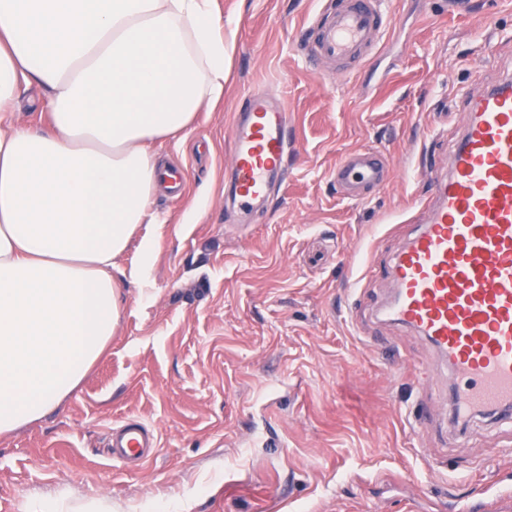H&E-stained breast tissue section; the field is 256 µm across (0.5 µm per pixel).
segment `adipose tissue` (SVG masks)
Listing matches in <instances>:
<instances>
[{
  "instance_id": "ef3b65f1",
  "label": "adipose tissue",
  "mask_w": 512,
  "mask_h": 512,
  "mask_svg": "<svg viewBox=\"0 0 512 512\" xmlns=\"http://www.w3.org/2000/svg\"><path fill=\"white\" fill-rule=\"evenodd\" d=\"M215 0H0V436L80 384L119 323L114 260L151 257L164 170L224 95ZM34 104L47 130L23 117Z\"/></svg>"
}]
</instances>
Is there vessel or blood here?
<instances>
[{
    "mask_svg": "<svg viewBox=\"0 0 512 512\" xmlns=\"http://www.w3.org/2000/svg\"><path fill=\"white\" fill-rule=\"evenodd\" d=\"M390 27L385 0H336L315 22L312 53L345 68L369 58ZM468 120L433 178L421 226L393 259L395 290L382 318L416 331L447 362L459 385L455 414L512 416V79L468 101ZM291 118L281 97L246 96L231 128L227 199L251 213L283 186ZM380 158L361 152L336 166L340 190L381 184ZM156 435L138 422L112 439V458L142 466Z\"/></svg>",
    "mask_w": 512,
    "mask_h": 512,
    "instance_id": "1",
    "label": "vessel or blood"
}]
</instances>
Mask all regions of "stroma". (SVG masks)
<instances>
[{"instance_id":"1","label":"stroma","mask_w":512,"mask_h":512,"mask_svg":"<svg viewBox=\"0 0 512 512\" xmlns=\"http://www.w3.org/2000/svg\"><path fill=\"white\" fill-rule=\"evenodd\" d=\"M335 0H215L224 97L186 136L154 143L187 171L158 192L151 288L117 258L121 318L104 355L42 419L0 437V512H460L512 485V422H456L454 376L421 336L382 320L389 269L418 230L462 133L467 97L512 76V0H390L365 63L309 58ZM277 91L292 119L288 180L244 219L224 203L234 112ZM379 151L388 178L362 199L333 181ZM135 418L157 450L129 471L108 453Z\"/></svg>"}]
</instances>
